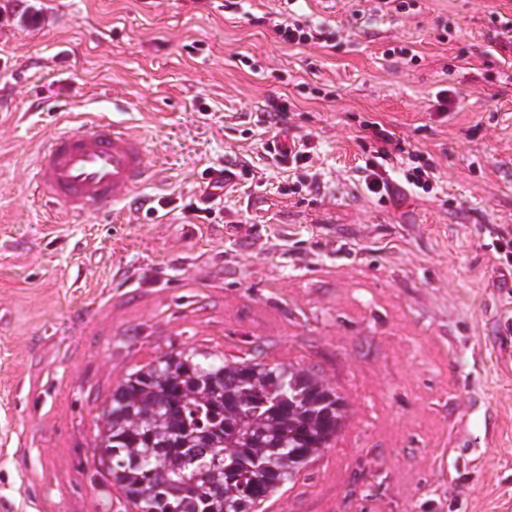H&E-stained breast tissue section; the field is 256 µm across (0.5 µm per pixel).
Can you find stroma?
<instances>
[{
  "label": "stroma",
  "instance_id": "stroma-1",
  "mask_svg": "<svg viewBox=\"0 0 512 512\" xmlns=\"http://www.w3.org/2000/svg\"><path fill=\"white\" fill-rule=\"evenodd\" d=\"M284 11L335 22L334 46L283 42ZM98 117L146 140L141 192L177 209L39 203L43 139ZM368 121L433 165L432 191L400 163L387 202L362 189ZM299 139L304 171L272 149ZM225 166L244 174L189 223ZM497 236L512 0H0V512H137L98 473L102 411L191 349L304 368L344 399L335 441L263 512H512Z\"/></svg>",
  "mask_w": 512,
  "mask_h": 512
}]
</instances>
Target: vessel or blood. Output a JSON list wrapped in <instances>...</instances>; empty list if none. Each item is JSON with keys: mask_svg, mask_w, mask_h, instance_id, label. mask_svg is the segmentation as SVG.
<instances>
[{"mask_svg": "<svg viewBox=\"0 0 512 512\" xmlns=\"http://www.w3.org/2000/svg\"><path fill=\"white\" fill-rule=\"evenodd\" d=\"M145 140L125 125L101 118L89 127L58 129L42 145L34 165L40 203L78 214L132 201L150 175Z\"/></svg>", "mask_w": 512, "mask_h": 512, "instance_id": "1", "label": "vessel or blood"}]
</instances>
